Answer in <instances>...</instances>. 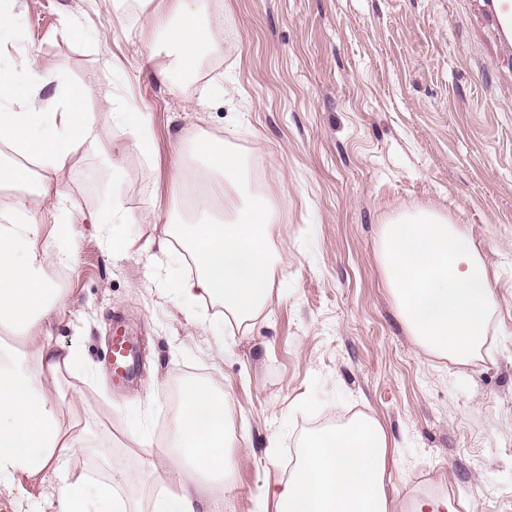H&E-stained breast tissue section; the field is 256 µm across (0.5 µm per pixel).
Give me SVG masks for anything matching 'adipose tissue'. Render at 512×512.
Returning <instances> with one entry per match:
<instances>
[{"label": "adipose tissue", "instance_id": "1", "mask_svg": "<svg viewBox=\"0 0 512 512\" xmlns=\"http://www.w3.org/2000/svg\"><path fill=\"white\" fill-rule=\"evenodd\" d=\"M199 0H168L155 11L154 24L171 59L159 67L194 73L203 55H220L209 30L199 22ZM49 76L0 63V186L33 185L32 193L0 204V333L18 344L0 342V486L15 475L53 478L52 512H211L215 498L232 493L235 483L224 454L235 438L225 394L198 379L187 384L166 440L169 467L160 470L152 437L132 430L139 448L138 466L146 492L128 498L121 469L104 461L106 476L74 473L69 460L88 443V432L64 422L59 378L79 363L77 348L54 340L49 327L66 304L45 272L47 259L61 266L71 253L48 256L49 242L82 222L59 176L80 148L99 153L120 179L115 149L100 128L124 129L128 146L145 160L154 157V132L147 113L134 104L91 112L84 85L65 81L44 95ZM193 142L208 176L197 197L201 208L222 211L211 224H168L163 228L157 268L190 253L195 275L180 279L169 294L180 306L202 300L223 304L236 324L257 319L271 299L278 259L271 250L277 201L271 195H247V163L223 144L200 136ZM50 204L49 217L32 207L33 198ZM388 442L375 419H362L306 442L301 461L277 492L279 512H389L384 490Z\"/></svg>", "mask_w": 512, "mask_h": 512}]
</instances>
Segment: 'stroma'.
<instances>
[{
	"instance_id": "35a3bbf8",
	"label": "stroma",
	"mask_w": 512,
	"mask_h": 512,
	"mask_svg": "<svg viewBox=\"0 0 512 512\" xmlns=\"http://www.w3.org/2000/svg\"><path fill=\"white\" fill-rule=\"evenodd\" d=\"M17 49L39 72L85 85L93 110L131 101L151 118L154 163L120 149L113 181L78 150L60 180L88 216L121 195L133 240L115 254L97 225L62 240L73 253L48 268L66 315L58 343L83 367L61 383L90 432L70 466L103 476L111 457L139 487L126 434L163 440L177 376L205 377L227 396L237 433L235 490L222 512L274 508V491L308 433L366 415L388 439L390 512L412 498L448 496L447 512H512V72L496 69L492 36L470 0H201L224 52L198 73L161 82L167 48L151 22L159 0H24ZM84 25L64 32L67 20ZM220 137L248 157L253 187L279 199L273 297L249 328L215 345L166 294L190 270L151 261L167 224L206 221L171 188L175 170L203 167L190 134ZM429 208L465 225L482 253L498 308L479 358L458 364L421 347L398 316L380 252V227ZM136 350L132 379L107 360L115 328ZM0 489V512H51L52 479Z\"/></svg>"
}]
</instances>
